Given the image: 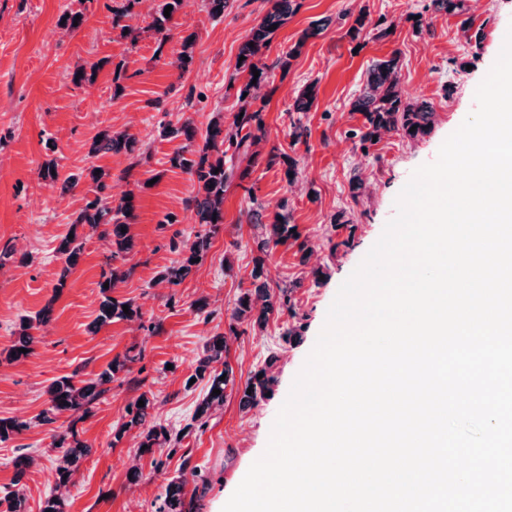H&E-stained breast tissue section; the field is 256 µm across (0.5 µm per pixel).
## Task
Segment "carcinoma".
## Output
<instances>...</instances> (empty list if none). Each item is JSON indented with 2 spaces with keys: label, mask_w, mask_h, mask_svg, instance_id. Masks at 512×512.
<instances>
[{
  "label": "carcinoma",
  "mask_w": 512,
  "mask_h": 512,
  "mask_svg": "<svg viewBox=\"0 0 512 512\" xmlns=\"http://www.w3.org/2000/svg\"><path fill=\"white\" fill-rule=\"evenodd\" d=\"M142 0H115L112 5V27L123 31L132 29L130 21L138 13L134 8ZM152 21L148 28L159 36V46L170 38V23L183 7L184 0H152ZM268 8L258 23L251 29L249 35L239 48L238 55L244 60L236 62L237 69L247 74L246 81L238 88L240 100L253 106L244 111L243 117H234L232 124L224 126V115L218 113L209 122L204 132H199L191 118L172 124H161L162 132L166 135L182 136L186 145L170 158L171 166L179 168L190 175L197 187L196 195L189 198L188 206L192 207L203 231L198 233L196 240L180 252V257L174 265L167 268L162 278L172 284L182 281L192 269L202 265L205 260L210 240L224 227V193L234 182H244L253 172L258 153L253 147L258 145L264 136L263 107L255 106L258 91L267 78L268 66L262 63L264 52L269 47L275 31L272 25L282 27L288 19L295 15L300 7V0H266ZM467 0H428L425 10L434 14L445 12L450 15H462L467 10ZM172 6L170 17L164 16L167 6ZM329 26V20L319 19L305 29L300 39L288 49L282 66L297 54L304 43L320 35ZM399 56L397 53L386 59L374 62L368 70L367 77L359 95L352 102V111L360 113L364 118L362 129L359 130L360 144L363 148L373 145V137H381L394 133L400 138L415 142L427 136L432 129L434 108L428 101L411 102L407 100L399 87ZM259 71L254 76L253 70ZM317 98L316 83L306 85L296 97L293 112L297 117L291 119L292 139L299 140L305 131L302 117L315 104ZM202 143H197V140ZM135 139L126 133L103 130L94 139L89 154L95 156L101 152H119L133 146ZM285 165V176L288 184L292 185L299 178V163L291 156L272 150L266 158V165ZM87 176L95 185L96 195L86 201L84 207L77 213L72 222L70 235L61 238L57 253L72 262L81 252L84 236L78 234L77 228L82 227L89 233L95 234L110 248L112 259L124 257L134 248V240L126 232L133 216L134 192L130 191L116 206L110 205L106 190L107 183L104 173L97 168L88 170ZM252 207L246 214V223L253 233L254 242L261 257L255 259L250 276L252 287L240 289L231 317L235 322L248 323L252 327L264 329L271 317L282 308H288L291 314H296L288 290L282 289L276 294L268 288L264 281V260L278 246L290 244L295 247V255L299 264L304 265L312 252L307 240L301 238L295 231L296 225L288 223L285 215L274 217L270 222L263 220L257 199L251 198ZM130 270L112 267L103 273V282L109 287L101 288L102 301L99 314L90 326L93 333L114 320H133L139 316V310L132 300H120L112 296V290L118 283L125 280ZM128 306L129 313H124L123 306ZM48 322L47 311L42 310L35 315L25 318L20 324V332L13 345L7 350V359L19 361L33 351L37 337L32 330ZM27 352H21V349ZM228 340L226 335L217 333L210 337L203 346L198 358L196 376L207 380V393L198 404L194 420L206 423V418L212 409L224 406V401L234 391L239 397V408L246 411L255 406L267 394L273 392L276 378L273 367L277 356H270L262 365L256 367L243 385L236 384L232 366L228 361ZM140 359V355L127 354L121 360H114L108 368L90 380H77L75 376H63L53 380L46 387L48 408L41 414V421L52 424L57 417L65 413L87 411L103 394L109 391L108 384L114 376L130 369V364ZM221 391L212 395L213 390ZM140 399L144 406L133 403L128 407L129 420L116 431L115 438L132 429H140L138 446H147L145 452L152 454L163 448L171 441L168 429L153 421L151 417L152 401L143 394ZM27 428V424L12 418H0V442L7 441ZM64 447L63 464L59 467V485H66L72 475L78 470L82 459L90 452V447L71 435V441H60ZM183 483L172 479L165 488L157 512H187ZM0 512H26L25 499L18 491H10L0 497Z\"/></svg>",
  "instance_id": "1"
}]
</instances>
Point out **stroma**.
<instances>
[{
	"mask_svg": "<svg viewBox=\"0 0 512 512\" xmlns=\"http://www.w3.org/2000/svg\"><path fill=\"white\" fill-rule=\"evenodd\" d=\"M297 14L273 36L263 57L268 76L264 96L265 136L247 186L231 185L224 195V229L212 238L205 261L181 284L161 275L177 258L172 243L192 242L200 226L187 201L195 193L188 174L171 168L169 159L182 138L161 135L162 121L192 118L206 126L214 113L232 120L241 111L237 86L246 76L236 68L240 44L257 23L263 0H236L222 19H213L204 0H185L166 45L146 27L149 0L137 5L133 29L112 26L111 0H0V352L10 347L22 317L49 309L50 319L37 331L26 359L10 362L0 355V418L26 422L22 433L0 442V496L20 491L26 512H41L46 497L61 493L64 512H156L169 479L184 483L194 512H221L251 464L265 451L272 423L287 398L325 325L340 284L355 270L395 215L394 201L413 172L433 162L443 141L475 108L474 93L496 61L512 29V0H471L466 16L422 14L423 0H300ZM84 21L71 29L64 13ZM422 14L429 32L416 31ZM367 25L359 36L350 27L358 15ZM332 17L322 35L301 44L289 66L278 61L309 24ZM391 27L381 38L377 29ZM194 34L192 62L179 70L181 38ZM299 43V42H298ZM400 56V87L408 100L433 104L436 119L429 135L407 142L389 134L362 150L357 132L360 114L351 110L370 65L391 53ZM85 72L73 83L76 72ZM318 83V100L308 112L306 133L289 135L288 113L298 91ZM161 100V109L152 101ZM134 136L133 151L89 154L102 130ZM279 148L296 158L303 175L289 184L283 166L267 167L263 157ZM55 160L62 177L95 166L106 174L112 203L136 195L130 233L135 248L127 257L130 275L113 291L129 299L140 316L116 321L97 333L88 326L98 314L99 284L107 269L108 245L86 235L74 264L56 251L93 185L81 180L70 191L39 176ZM360 170L364 185L352 193L349 178ZM259 201L266 217L286 213L311 242L308 266L293 247L275 248L265 263L270 287H291L293 310H281L264 332L241 325L230 330L240 289L249 287L257 254L245 212ZM346 210L353 244L331 252V218ZM176 223H165L167 214ZM324 266L328 276L312 284L308 269ZM66 286L56 289L60 271ZM205 310H196L198 298ZM305 324L295 343L281 339L293 318ZM228 336V360L237 383H244L269 351L280 360L272 394L251 410L239 409L229 396L206 424L194 420L207 391L195 376L197 358L210 336ZM130 351L140 358L118 373L108 392L88 413L65 414L50 425L40 413L48 406L47 385L62 376L95 377L112 360ZM153 401L152 415L175 440L159 455L140 453L137 431L122 439L114 432L127 420V408L140 395ZM91 446L66 488H59L61 439L70 436ZM29 459L17 474L18 455ZM138 470V483L128 473Z\"/></svg>",
	"mask_w": 512,
	"mask_h": 512,
	"instance_id": "35a3bbf8",
	"label": "stroma"
}]
</instances>
